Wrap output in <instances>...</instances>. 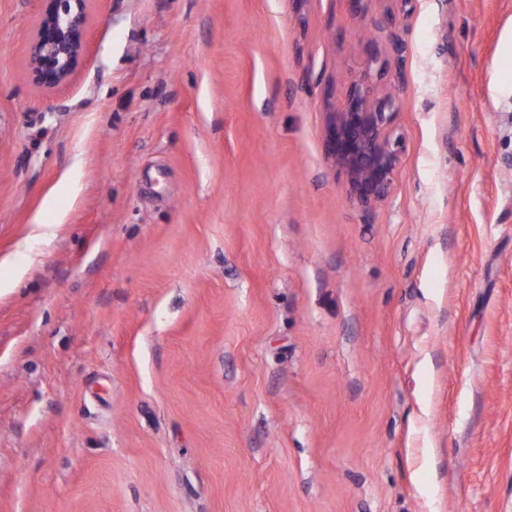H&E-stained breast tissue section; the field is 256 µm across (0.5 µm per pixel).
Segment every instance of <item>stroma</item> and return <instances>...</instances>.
<instances>
[{"mask_svg": "<svg viewBox=\"0 0 512 512\" xmlns=\"http://www.w3.org/2000/svg\"><path fill=\"white\" fill-rule=\"evenodd\" d=\"M48 4L0 0V512H512V0H91L44 88ZM90 0H51L37 23L27 68L46 88L66 83L86 51ZM396 114L392 95H374L364 80L351 85L341 109L326 113V156L364 208L384 200L394 186L404 149Z\"/></svg>", "mask_w": 512, "mask_h": 512, "instance_id": "1", "label": "stroma"}]
</instances>
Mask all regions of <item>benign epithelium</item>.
Returning <instances> with one entry per match:
<instances>
[{
	"mask_svg": "<svg viewBox=\"0 0 512 512\" xmlns=\"http://www.w3.org/2000/svg\"><path fill=\"white\" fill-rule=\"evenodd\" d=\"M90 0H51L37 23L27 68L46 88L66 83L86 51ZM392 95H374L365 82L351 85L342 108L326 113L325 153L346 177L351 195L369 208L391 192L404 149Z\"/></svg>",
	"mask_w": 512,
	"mask_h": 512,
	"instance_id": "benign-epithelium-1",
	"label": "benign epithelium"
}]
</instances>
